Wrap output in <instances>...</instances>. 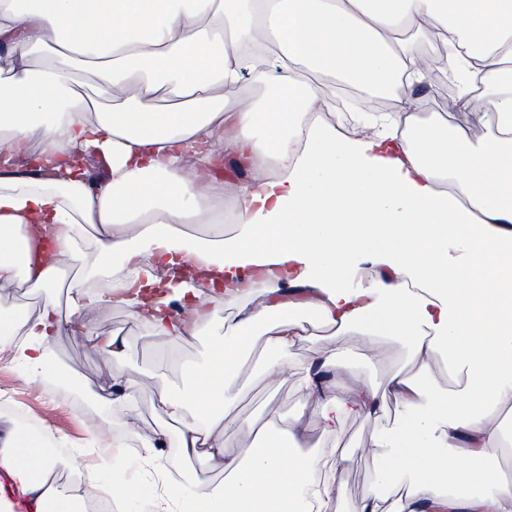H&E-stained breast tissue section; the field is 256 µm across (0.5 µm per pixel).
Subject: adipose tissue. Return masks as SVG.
Returning <instances> with one entry per match:
<instances>
[{
	"label": "adipose tissue",
	"instance_id": "adipose-tissue-1",
	"mask_svg": "<svg viewBox=\"0 0 512 512\" xmlns=\"http://www.w3.org/2000/svg\"><path fill=\"white\" fill-rule=\"evenodd\" d=\"M440 42L459 81L487 86L457 109L492 118L478 146L450 119L420 129L409 102L345 129L321 112L327 71L371 96L393 74L426 78L403 29ZM261 36L251 60L243 41ZM58 62L37 66L34 54ZM94 64L119 108L89 111L71 70ZM258 102L230 100L242 83ZM223 96H210L212 87ZM179 100L156 111L154 95ZM102 179L84 169L87 156ZM245 161L233 231L189 233L206 201L222 203L220 156ZM69 316L46 298L34 315L0 310V348L15 347L31 380L64 321L119 301L131 322L172 338L207 334L190 385L153 388L184 457L224 460V483L174 488L179 460L159 437L139 454L157 482L116 485L127 512H333L347 460L332 438L354 416L399 403L401 424L372 436L375 493L356 512H512V480L489 461L512 417V0H0V288H55L66 268ZM193 272L164 293V279ZM224 285L233 315L217 317L203 286ZM310 324L332 329L320 356L290 366ZM112 359V396L141 387L123 368L125 339L84 327ZM380 351L407 340L412 372L338 386L330 367L345 339ZM464 381L428 386L437 352ZM257 358L267 376H299L318 398L324 440L297 450V423L228 424L237 373ZM260 437L228 454L229 429ZM57 462L35 436L0 437V468L45 508L85 500L48 481Z\"/></svg>",
	"mask_w": 512,
	"mask_h": 512
}]
</instances>
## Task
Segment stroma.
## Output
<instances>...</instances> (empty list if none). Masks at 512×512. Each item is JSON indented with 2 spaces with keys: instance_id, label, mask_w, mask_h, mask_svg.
I'll use <instances>...</instances> for the list:
<instances>
[{
  "instance_id": "stroma-1",
  "label": "stroma",
  "mask_w": 512,
  "mask_h": 512,
  "mask_svg": "<svg viewBox=\"0 0 512 512\" xmlns=\"http://www.w3.org/2000/svg\"><path fill=\"white\" fill-rule=\"evenodd\" d=\"M92 321L104 335L121 332L127 342V361L134 367L163 370L173 387L185 383L187 364L197 359L208 344L207 337L171 340L131 323L127 307L120 302ZM47 378L38 383L28 380L26 370L13 358L12 350L0 352V426L24 429L25 418L39 424L40 434L51 444H61L66 454L57 462L58 471L85 470L94 465L93 448L101 444L102 427H111L123 438L122 456L126 461V482L143 484L144 474L134 456L139 436L125 434L123 419L131 414L140 419L139 435H166L162 456H172L177 429L168 424L164 407L151 386H143L136 397L120 410L105 414L100 398L108 394L112 380L101 366L100 354L80 330L64 326L45 351ZM247 392L235 417L256 420L260 424H278L298 420L305 433L301 452H313L321 437L320 405L309 396L300 379L293 376L265 377L254 363H247L239 375ZM379 428L370 418H352L337 435V444L345 448L348 462L338 475L337 512H352L360 498L370 489L374 453L370 438Z\"/></svg>"
}]
</instances>
